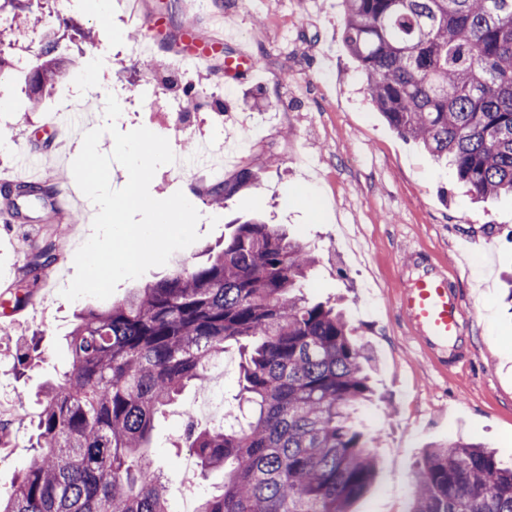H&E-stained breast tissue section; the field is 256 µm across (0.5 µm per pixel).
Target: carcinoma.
I'll return each mask as SVG.
<instances>
[{"instance_id": "obj_1", "label": "carcinoma", "mask_w": 512, "mask_h": 512, "mask_svg": "<svg viewBox=\"0 0 512 512\" xmlns=\"http://www.w3.org/2000/svg\"><path fill=\"white\" fill-rule=\"evenodd\" d=\"M343 41L374 107L401 136L452 165L476 199L512 195V0H343ZM55 35L22 74L30 108L67 75ZM255 174L206 196L223 204ZM40 183L15 186L41 199ZM57 259L47 244L30 271ZM316 257L272 224L237 225L202 265L174 266L110 307L88 309L67 338L61 381L38 399L34 455L0 512H171L145 455L155 417L198 386L234 343L249 418L190 424L198 476L223 473L194 512H350L377 469L356 412L371 393L368 349L345 314L303 294ZM38 344L18 346L25 368ZM409 512H512V468L462 440L428 447Z\"/></svg>"}]
</instances>
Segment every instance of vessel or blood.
Here are the masks:
<instances>
[{
	"mask_svg": "<svg viewBox=\"0 0 512 512\" xmlns=\"http://www.w3.org/2000/svg\"><path fill=\"white\" fill-rule=\"evenodd\" d=\"M183 40L189 49L181 53L182 61L207 64L213 50L223 47L219 37L200 38L193 21H185ZM256 62L244 50L225 56L224 73H253ZM397 308L407 326L418 335V342L427 350L447 349L460 342L464 335L465 314L448 279L445 268L432 266L423 271L409 286L403 288Z\"/></svg>",
	"mask_w": 512,
	"mask_h": 512,
	"instance_id": "vessel-or-blood-1",
	"label": "vessel or blood"
}]
</instances>
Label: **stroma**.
<instances>
[{"label":"stroma","mask_w":512,"mask_h":512,"mask_svg":"<svg viewBox=\"0 0 512 512\" xmlns=\"http://www.w3.org/2000/svg\"><path fill=\"white\" fill-rule=\"evenodd\" d=\"M166 2L111 0L99 15L78 0L62 9L54 0H30L22 29L0 15V39L10 43L13 60L27 66L35 62L28 50L33 34L53 29L72 36L87 29L93 36L71 43V75L54 84L38 110L27 109L17 75L0 82V97L8 100L0 109V135L11 143L0 149V174L33 175L59 190H76L71 164L81 133L104 125L109 93L122 109L120 131L146 127L166 137L173 151L221 135L232 156L225 177L248 168L256 181L220 208L206 197L210 162H192L180 172L160 166L151 195L183 192L200 214L198 240L172 258L205 262L206 248L223 243L234 221L252 218L314 249L319 262L307 280V297L344 308L353 338L372 355L374 395L359 417L378 464L351 512H407L413 473L434 442L461 437L512 465V305L504 282L512 274V196L473 200L452 168L398 135L376 111L342 40L341 0H217L211 11L192 16L202 36L225 40L222 53L201 67L178 65L183 17L168 13ZM155 14L164 15L166 29L161 44L148 51L133 32ZM239 49L261 64L246 77H225L224 58ZM86 83L100 98L86 96ZM187 86L201 93L189 112L182 109ZM78 201L80 221L61 240L46 201H19L20 216L0 222V423L12 440L0 452L1 492L32 454L37 393L70 365L64 338L75 312L100 304L60 294L75 274V253L97 211L86 196ZM50 241L57 261L30 273L37 247ZM413 250L444 263L460 293L468 334L466 355L456 364L440 366L424 353L397 312V296L415 276L403 265ZM22 295L27 303L16 306ZM32 336L41 360L23 369L15 348ZM212 387L209 380L200 390L187 387L155 422L149 458L167 473L170 507L188 493L209 494L223 480L219 472L203 480L171 465L182 454L175 443L183 411L212 396Z\"/></svg>","instance_id":"stroma-1"}]
</instances>
